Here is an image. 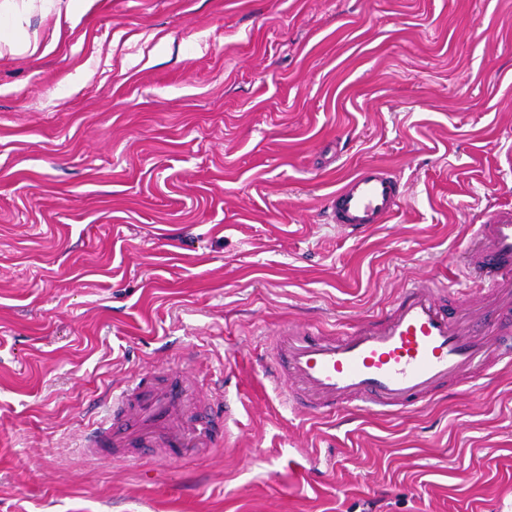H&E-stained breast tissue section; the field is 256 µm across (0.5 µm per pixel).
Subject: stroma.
<instances>
[{"mask_svg": "<svg viewBox=\"0 0 512 512\" xmlns=\"http://www.w3.org/2000/svg\"><path fill=\"white\" fill-rule=\"evenodd\" d=\"M0 38V512H512V364L390 416L264 377L267 334L455 279L512 203V0H37ZM369 163L404 199L347 237L324 204ZM187 356L218 445L80 452Z\"/></svg>", "mask_w": 512, "mask_h": 512, "instance_id": "1", "label": "stroma"}]
</instances>
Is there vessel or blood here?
Segmentation results:
<instances>
[{
  "instance_id": "obj_1",
  "label": "vessel or blood",
  "mask_w": 512,
  "mask_h": 512,
  "mask_svg": "<svg viewBox=\"0 0 512 512\" xmlns=\"http://www.w3.org/2000/svg\"><path fill=\"white\" fill-rule=\"evenodd\" d=\"M397 176L378 164L361 166L331 193L328 223L353 235L390 221L402 202ZM477 242L464 257L465 278L480 287L442 290L415 282L384 313L337 333L281 327L268 346L266 378L282 401L303 414L359 409L397 414L430 400L454 382L487 376L495 363L512 362V203L479 222ZM463 302L461 314L445 299ZM189 371H157L128 384L108 405L105 421L90 429L84 455L110 451L137 460L152 448L160 461L213 447L222 395L195 403Z\"/></svg>"
}]
</instances>
